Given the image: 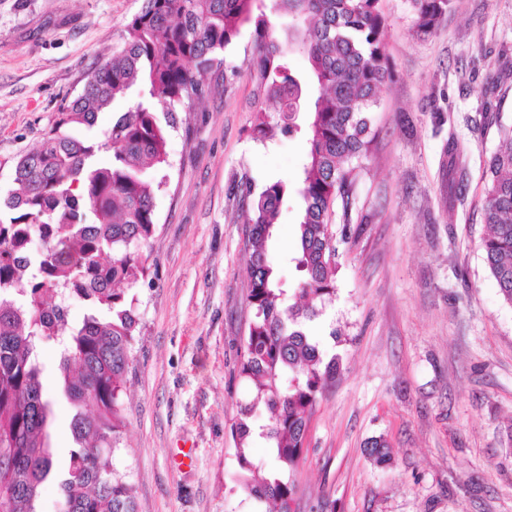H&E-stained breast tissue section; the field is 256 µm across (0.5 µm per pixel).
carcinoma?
I'll use <instances>...</instances> for the list:
<instances>
[{"label":"carcinoma","mask_w":512,"mask_h":512,"mask_svg":"<svg viewBox=\"0 0 512 512\" xmlns=\"http://www.w3.org/2000/svg\"><path fill=\"white\" fill-rule=\"evenodd\" d=\"M452 0H411L414 31L428 35ZM290 18L288 49L278 18ZM249 26L257 53L251 74L274 102L278 121L260 111L254 132L270 139L300 132L305 155L293 191L299 204L297 249L290 283L271 260L288 185L267 184L257 197L241 193L247 223V304L251 312L239 374L252 397L232 426L239 481L260 512H287L294 488L284 474L300 458L319 394L336 376L309 333L336 293L339 244L334 221H354L360 170L372 141L368 114L391 78L384 49L381 0H145L112 56L89 71L81 92L64 102L39 148L19 157L12 187L0 196V512H39L43 484L58 481L64 512H138L132 486L114 468L126 428L123 398L138 319L129 290L146 276L140 246L154 234V199L168 163L162 122L193 106L225 73L224 51ZM308 64L303 76L287 53ZM127 108L101 140H79L66 129L94 125L117 99ZM498 142L483 171L480 209L484 260L504 303L512 307V117L494 113ZM112 150L106 164L98 154ZM448 202L468 181L466 146L455 135L444 147ZM39 237L43 248L32 247ZM91 306L78 327L64 303ZM61 350L63 392L73 409L76 448L57 468L43 393L41 341ZM266 460L252 455L256 444ZM381 437L365 443L377 464L388 461Z\"/></svg>","instance_id":"1"}]
</instances>
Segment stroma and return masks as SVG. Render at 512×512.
Returning a JSON list of instances; mask_svg holds the SVG:
<instances>
[{
	"label": "stroma",
	"mask_w": 512,
	"mask_h": 512,
	"mask_svg": "<svg viewBox=\"0 0 512 512\" xmlns=\"http://www.w3.org/2000/svg\"><path fill=\"white\" fill-rule=\"evenodd\" d=\"M144 0H0V189L40 145L63 100L111 54ZM392 71L359 161L361 224L340 245L336 294L313 328L340 372L319 395L286 478L296 512H512V306L480 248L483 163L497 144L484 116L512 114V0H453L416 36L409 0H382ZM243 29L224 57L237 74L167 126L147 276L134 288L140 334L115 464L139 512H253L237 481L232 426L248 393L238 372L248 333L247 234L237 204L294 182L301 135L255 138L257 94ZM467 143L464 202L447 209L440 163L449 132ZM50 439L74 446L59 349L38 346ZM388 442L379 466L365 454Z\"/></svg>",
	"instance_id": "35a3bbf8"
}]
</instances>
